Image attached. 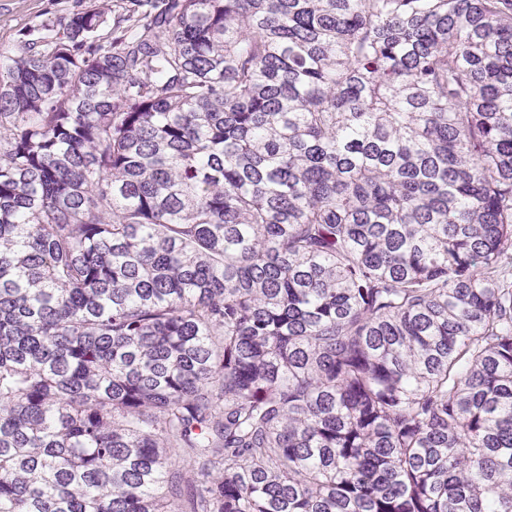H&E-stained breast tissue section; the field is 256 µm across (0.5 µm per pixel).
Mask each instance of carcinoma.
I'll use <instances>...</instances> for the list:
<instances>
[{
	"mask_svg": "<svg viewBox=\"0 0 512 512\" xmlns=\"http://www.w3.org/2000/svg\"><path fill=\"white\" fill-rule=\"evenodd\" d=\"M0 512H512V0L0 44Z\"/></svg>",
	"mask_w": 512,
	"mask_h": 512,
	"instance_id": "obj_1",
	"label": "carcinoma"
}]
</instances>
